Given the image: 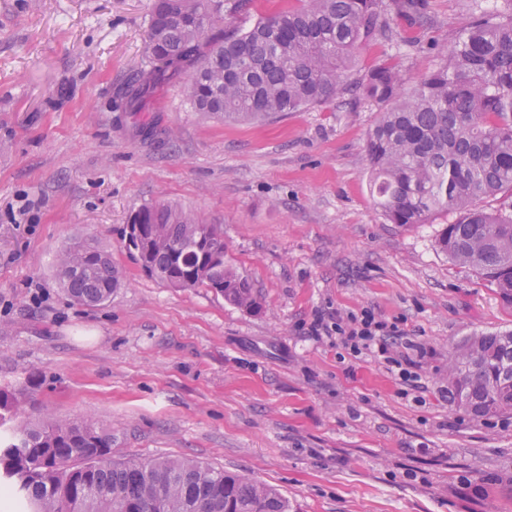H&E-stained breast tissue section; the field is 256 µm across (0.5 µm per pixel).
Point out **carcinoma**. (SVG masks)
Masks as SVG:
<instances>
[{"label": "carcinoma", "mask_w": 512, "mask_h": 512, "mask_svg": "<svg viewBox=\"0 0 512 512\" xmlns=\"http://www.w3.org/2000/svg\"><path fill=\"white\" fill-rule=\"evenodd\" d=\"M420 26L425 0H305L279 8L248 28L225 26L224 0H151L149 67L117 90L113 111L150 133L140 117L157 86L182 68L203 67L184 93L196 112L224 120H264L328 104L345 93L382 107L366 140L367 181L392 224L455 219L437 237L454 262L469 267L512 305V0L481 11L448 50L444 63L410 90L402 74L380 64L353 78L357 54L372 40H393L389 16ZM501 200L491 212L487 198ZM157 231L150 274L163 284L194 275L230 304L259 307L252 284L224 259V230L201 224L180 206L159 202L136 213ZM204 235L201 251L195 239ZM62 291L86 306L112 298L121 274L96 242L64 249L55 260ZM448 391L474 418L512 414V330L469 336L448 352ZM25 388L0 389V419L21 414ZM0 494L24 512H289L272 486L217 472L192 458L112 460V429L95 419L47 420L5 439Z\"/></svg>", "instance_id": "1"}]
</instances>
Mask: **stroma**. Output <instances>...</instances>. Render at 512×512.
Returning a JSON list of instances; mask_svg holds the SVG:
<instances>
[{"mask_svg":"<svg viewBox=\"0 0 512 512\" xmlns=\"http://www.w3.org/2000/svg\"><path fill=\"white\" fill-rule=\"evenodd\" d=\"M392 18L353 71L408 84L446 58L474 3ZM150 0H0V388L30 422L94 418L116 459L189 457L277 488L290 512H512V416L477 420L445 389L448 351L512 329L494 286L441 253L447 222L391 224L367 184L379 109L344 96L263 122L193 111L178 81L151 137L113 109L147 63ZM174 201L224 227L258 312L209 288H168L125 241L132 213ZM28 206L32 231L13 215ZM94 238L123 283L104 305L60 290L57 254ZM370 308L427 350L423 402L376 363L309 332L318 312Z\"/></svg>","mask_w":512,"mask_h":512,"instance_id":"stroma-1","label":"stroma"}]
</instances>
